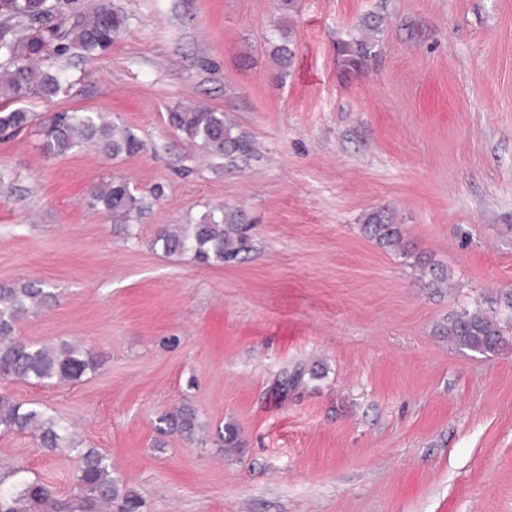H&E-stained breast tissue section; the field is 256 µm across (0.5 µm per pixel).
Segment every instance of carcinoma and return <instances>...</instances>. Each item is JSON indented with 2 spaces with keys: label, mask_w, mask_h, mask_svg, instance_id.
<instances>
[{
  "label": "carcinoma",
  "mask_w": 512,
  "mask_h": 512,
  "mask_svg": "<svg viewBox=\"0 0 512 512\" xmlns=\"http://www.w3.org/2000/svg\"><path fill=\"white\" fill-rule=\"evenodd\" d=\"M69 0H0V100L18 102L31 95L53 97L68 82L66 69L54 65L52 55L80 51L87 58L106 53L127 29V15L105 4L89 16L68 21ZM379 30V22L366 26L367 34L344 41L338 51L349 73L360 71L372 56L374 43L368 33ZM272 56L279 78L288 75L294 58L293 44L282 33L272 42ZM40 122L42 149L48 157L73 149L92 148L114 157L131 155L144 143L129 126L107 120L98 112L63 111L42 120L23 107L0 108V135L15 136ZM168 122L185 138L228 159L248 158L254 144L224 119V113L198 107L178 106L168 112ZM89 204L117 217L128 218L148 207L146 197L134 195L129 183L113 176L91 186ZM365 234L382 247L396 248L402 240L400 225L386 210L368 213L362 225ZM167 256L186 254L205 265L240 259L252 250L240 210L218 206L196 224H168L154 239ZM428 286L448 283L447 271L418 263ZM53 295L36 281L0 284V378L64 384L97 371L100 361L89 348L62 342L32 345L16 336L18 321L30 311L47 307ZM453 345L480 355L496 354L512 346V293L500 295L488 306L456 311L442 327ZM169 431L192 436L197 429L194 409L183 406L161 418ZM0 432L27 433L46 454L68 453L79 458L70 497L60 501L52 486L31 480L26 469L14 466L0 472V512H139L137 495L113 475L112 465L96 448H85L61 419L49 411L0 397Z\"/></svg>",
  "instance_id": "cac0c4a2"
}]
</instances>
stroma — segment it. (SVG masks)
<instances>
[{
	"label": "stroma",
	"mask_w": 512,
	"mask_h": 512,
	"mask_svg": "<svg viewBox=\"0 0 512 512\" xmlns=\"http://www.w3.org/2000/svg\"><path fill=\"white\" fill-rule=\"evenodd\" d=\"M128 27L30 111L99 112L146 143L50 159L37 128L0 137V283L55 302L17 324L36 345L83 344L96 373L0 379L107 456L143 512H512V348L449 344L450 313L512 292V0H112ZM377 19L346 73L339 42ZM295 56L285 80L277 27ZM197 104L254 144L215 157L169 127ZM125 178L150 205L125 220L86 191ZM239 208L253 249L207 266L155 248L168 224ZM386 209L406 252L364 235ZM446 269L429 288L411 259ZM196 409L193 437L162 416ZM234 424L241 446L217 431ZM70 494L75 456L0 434V469Z\"/></svg>",
	"instance_id": "35a3bbf8"
}]
</instances>
